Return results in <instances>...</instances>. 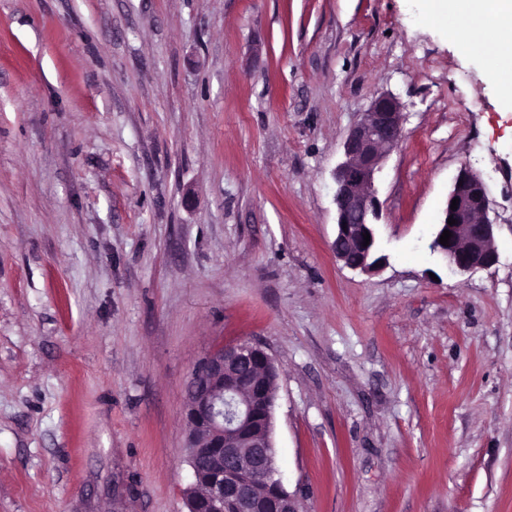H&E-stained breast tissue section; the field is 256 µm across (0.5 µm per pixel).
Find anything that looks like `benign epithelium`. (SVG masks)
<instances>
[{
	"label": "benign epithelium",
	"instance_id": "7a95c632",
	"mask_svg": "<svg viewBox=\"0 0 512 512\" xmlns=\"http://www.w3.org/2000/svg\"><path fill=\"white\" fill-rule=\"evenodd\" d=\"M404 113L397 98L382 94L349 131L344 158L332 173L336 205V259L352 270L372 273L386 261L378 254L376 226L382 212L375 183L387 158L403 139ZM457 209H451L453 199ZM488 187L464 166L448 193L430 250L446 260L454 275L489 268L498 261L496 223ZM457 220L450 225L448 218ZM449 244L439 243L443 231ZM370 234L363 246V234ZM278 367L259 345L219 346L208 353L188 379L183 404L188 426L186 455L194 481L185 491L188 512H300L296 494L277 477L273 443ZM204 455L218 459L206 473Z\"/></svg>",
	"mask_w": 512,
	"mask_h": 512
}]
</instances>
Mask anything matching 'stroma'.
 <instances>
[{
	"label": "stroma",
	"mask_w": 512,
	"mask_h": 512,
	"mask_svg": "<svg viewBox=\"0 0 512 512\" xmlns=\"http://www.w3.org/2000/svg\"><path fill=\"white\" fill-rule=\"evenodd\" d=\"M386 266L336 260L375 96ZM498 262L429 249L461 166ZM280 365L303 512H512V114L410 0H0V512H187L185 385Z\"/></svg>",
	"instance_id": "obj_1"
}]
</instances>
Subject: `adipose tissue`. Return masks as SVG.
I'll use <instances>...</instances> for the list:
<instances>
[{
  "label": "adipose tissue",
  "mask_w": 512,
  "mask_h": 512,
  "mask_svg": "<svg viewBox=\"0 0 512 512\" xmlns=\"http://www.w3.org/2000/svg\"><path fill=\"white\" fill-rule=\"evenodd\" d=\"M425 19L444 27L467 51L482 53L503 111L512 112V59L498 52L512 41V0H416Z\"/></svg>",
  "instance_id": "ef3b65f1"
}]
</instances>
